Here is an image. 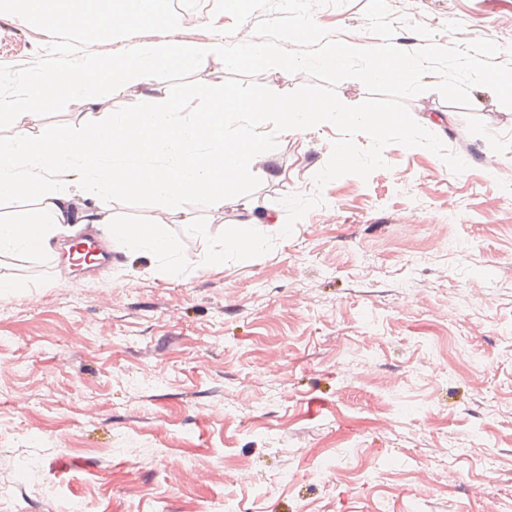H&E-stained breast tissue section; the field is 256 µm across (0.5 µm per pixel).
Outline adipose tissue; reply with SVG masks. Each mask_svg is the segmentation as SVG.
Instances as JSON below:
<instances>
[{
  "mask_svg": "<svg viewBox=\"0 0 512 512\" xmlns=\"http://www.w3.org/2000/svg\"><path fill=\"white\" fill-rule=\"evenodd\" d=\"M112 0H65L67 22L77 29L85 44L99 36L97 18L108 12ZM385 56L395 61L393 79L412 82L420 64L393 46L365 48L356 42L325 45L315 62L323 68L342 71L345 62L363 57L360 76L381 81L373 59ZM211 57L227 65L248 59L260 69L286 74L303 68V61L283 60L270 46L253 43L246 57H239L218 38L207 43L185 44L170 40L159 45H131L113 62L109 82L114 93L138 85L146 92L148 104L134 112L112 114L108 121L89 119L65 136L54 127L33 128L30 110L34 95L79 98L86 107L97 104L92 85L97 73L90 67L62 80L43 78L29 81L26 91L0 99V111H7L15 128L14 136L0 138V196H16L30 188L38 190L39 210L50 216V223L31 218L19 223L0 224V252L23 248L32 252L50 250L59 236L72 234L80 224H108L112 243L130 255H165L172 242L156 231L136 224H116L105 207L108 198L144 194L179 207L192 198L202 205L220 209L236 189L226 179L225 163H232L234 174L248 171L263 176L256 160L270 155L274 144L257 135L255 128L267 115H276L283 134L293 135L322 123L349 127L372 125L387 128L383 113L340 112L327 104L280 97L267 100H229L207 88L199 89L192 104L193 116L182 120L169 103L162 86L172 61H192ZM249 115L248 124L235 126L233 137L224 128L236 116ZM79 181L86 207L76 209L69 187Z\"/></svg>",
  "mask_w": 512,
  "mask_h": 512,
  "instance_id": "ef3b65f1",
  "label": "adipose tissue"
}]
</instances>
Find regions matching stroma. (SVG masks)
Here are the masks:
<instances>
[{
	"mask_svg": "<svg viewBox=\"0 0 512 512\" xmlns=\"http://www.w3.org/2000/svg\"><path fill=\"white\" fill-rule=\"evenodd\" d=\"M0 18V80L62 76L131 44L206 43L235 34L282 58L326 44L423 46L488 39L512 60V0H160L153 21L113 26L85 45L62 16ZM277 93L307 74L224 67L206 58L196 82L228 78ZM437 75L408 102L419 124L468 168L399 144L368 179L320 190L289 237L278 200L317 191L338 132L282 136L243 174L220 210L170 209L127 196L113 221L158 225L187 263L119 253L90 279L58 253L0 254V512H512V108L489 88L448 104ZM93 90L96 116L140 107L139 89ZM69 99H41L34 123L83 119ZM274 221L255 222L254 206ZM255 225L273 250L222 269L202 264L204 238Z\"/></svg>",
	"mask_w": 512,
	"mask_h": 512,
	"instance_id": "1",
	"label": "stroma"
}]
</instances>
